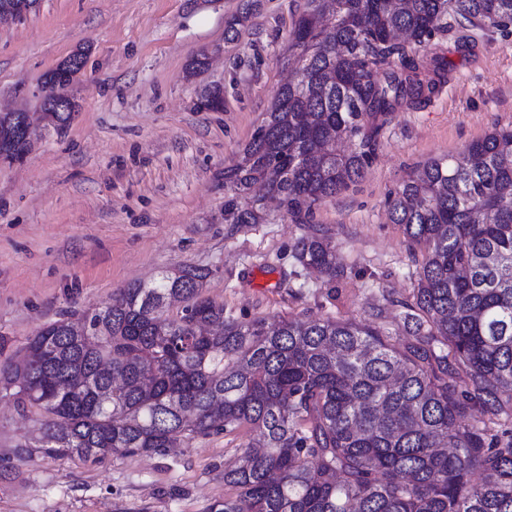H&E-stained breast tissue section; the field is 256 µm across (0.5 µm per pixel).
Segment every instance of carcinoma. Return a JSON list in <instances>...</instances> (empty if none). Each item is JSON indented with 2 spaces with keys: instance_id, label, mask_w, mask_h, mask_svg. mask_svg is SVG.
Returning <instances> with one entry per match:
<instances>
[{
  "instance_id": "cac0c4a2",
  "label": "carcinoma",
  "mask_w": 512,
  "mask_h": 512,
  "mask_svg": "<svg viewBox=\"0 0 512 512\" xmlns=\"http://www.w3.org/2000/svg\"><path fill=\"white\" fill-rule=\"evenodd\" d=\"M322 2L290 35L295 79L224 169L229 224L263 220L257 183L301 223L361 178L388 116L447 81L445 58L419 53L446 14L512 24V0H335L325 36ZM69 88L50 86L46 125L74 119ZM21 117L0 113V152L17 161L31 149L16 140ZM387 206L424 248L399 348L371 321L239 322L205 296L212 270L180 264L78 328L49 322L0 364V393L45 417L48 456L155 455L177 434L246 430L224 470L237 495L210 512H512V431L471 422L512 418V127L430 160ZM292 256L329 282L345 274L315 224Z\"/></svg>"
}]
</instances>
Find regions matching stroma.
Segmentation results:
<instances>
[{
    "label": "stroma",
    "instance_id": "35a3bbf8",
    "mask_svg": "<svg viewBox=\"0 0 512 512\" xmlns=\"http://www.w3.org/2000/svg\"><path fill=\"white\" fill-rule=\"evenodd\" d=\"M308 0H38L0 25V108L35 113L44 74L89 48L70 88L78 110L41 128L23 161L0 165V333L20 349L61 315L102 308L117 289L180 263L212 270L225 316L363 320L407 339L420 247L391 223L406 174L512 125V27H452L429 50L451 64L424 107L389 116L362 177L316 207L346 274L330 283L292 257L302 232L277 201L259 224L224 221V169L238 159L295 68L289 35ZM248 11L237 41L231 18ZM471 53H463L461 43ZM208 63L190 72L198 53ZM224 108H200L204 90ZM41 417L0 398V512H208L231 496L224 469L245 431L182 441L166 454L48 457Z\"/></svg>",
    "mask_w": 512,
    "mask_h": 512
}]
</instances>
